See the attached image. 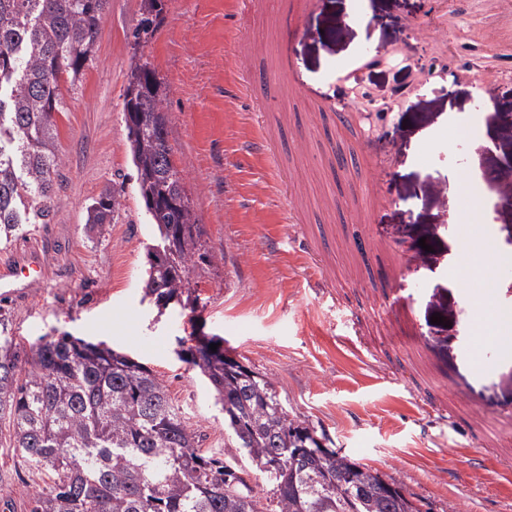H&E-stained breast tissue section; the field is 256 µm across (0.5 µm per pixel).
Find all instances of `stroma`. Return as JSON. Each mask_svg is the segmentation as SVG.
<instances>
[{
  "mask_svg": "<svg viewBox=\"0 0 512 512\" xmlns=\"http://www.w3.org/2000/svg\"><path fill=\"white\" fill-rule=\"evenodd\" d=\"M154 36L133 47L141 0H109L96 61L66 93L57 116L60 157L52 220L0 247V265L38 257L40 283L0 298L11 330L29 346L54 330L102 343L145 364L162 380L204 447L224 448V414L206 378L178 358L179 340L217 336L243 364L271 380L290 413L327 434L352 461L394 479L429 512H512V401L496 378L468 379L471 392L500 409L496 449L480 454L475 420L447 373L415 354L424 336L445 361L455 358L471 313L449 274L461 232L437 228L461 199V170H498L471 221L498 224L499 252L512 253V44L500 41L495 0H315L288 32L286 0H163ZM288 51L289 76L278 74ZM163 81L172 159L203 227L206 259L191 281L197 312L144 300L152 226L139 196L123 112L135 56ZM355 74L371 117L337 128L311 114L313 98L347 105ZM275 78L277 107L257 118L244 76ZM413 92L397 103L400 86ZM493 113L478 140L444 152L440 138L467 130L478 110ZM309 128L307 143L295 132ZM275 158L241 160L259 133ZM383 147L385 198L370 223L365 199L337 189L333 169L365 181L358 146ZM123 183L119 217L104 236L89 233L85 210L101 189ZM316 240L314 271L299 248ZM372 236L416 253L409 272L421 290L411 322L381 315L390 294L388 258L353 251ZM440 314L442 324L431 323ZM0 422V512H29L44 479L7 446Z\"/></svg>",
  "mask_w": 512,
  "mask_h": 512,
  "instance_id": "1",
  "label": "stroma"
}]
</instances>
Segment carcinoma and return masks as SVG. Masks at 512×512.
<instances>
[{
    "instance_id": "1",
    "label": "carcinoma",
    "mask_w": 512,
    "mask_h": 512,
    "mask_svg": "<svg viewBox=\"0 0 512 512\" xmlns=\"http://www.w3.org/2000/svg\"><path fill=\"white\" fill-rule=\"evenodd\" d=\"M108 0H0V245L47 224L61 158L56 114L93 62ZM162 0H142L133 45L157 30ZM166 87L146 62L130 68L124 112L138 192L155 243L144 296L195 311L193 258L203 229L174 164ZM123 187L102 188L86 207L101 235ZM217 345V351L209 349ZM182 361L199 370L224 411L238 457L202 448L203 436L145 364L69 333L42 336L21 353L0 313V419L10 448L48 482L30 512H421L377 470L316 455L317 430L292 415L273 382L195 338ZM245 458L269 489L255 490Z\"/></svg>"
}]
</instances>
